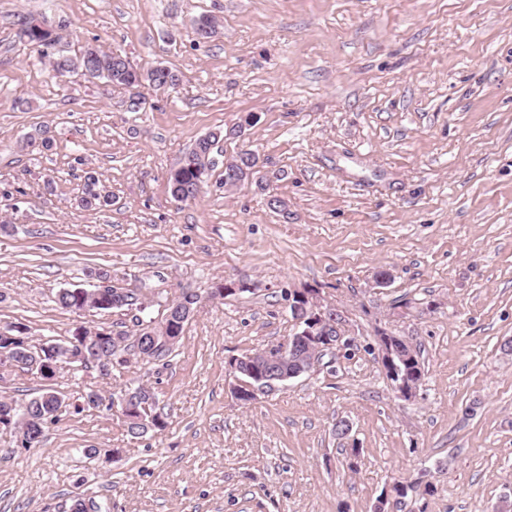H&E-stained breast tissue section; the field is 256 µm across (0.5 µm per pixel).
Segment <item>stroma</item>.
Returning a JSON list of instances; mask_svg holds the SVG:
<instances>
[{
	"instance_id": "35a3bbf8",
	"label": "stroma",
	"mask_w": 512,
	"mask_h": 512,
	"mask_svg": "<svg viewBox=\"0 0 512 512\" xmlns=\"http://www.w3.org/2000/svg\"><path fill=\"white\" fill-rule=\"evenodd\" d=\"M203 14L221 28L200 41ZM42 17L63 26L56 52L93 44L179 81L130 112L106 80L54 77L18 36ZM218 128L199 199L175 201L170 170ZM42 129L50 147L29 142ZM245 150L257 178L224 188ZM90 172L108 208L80 206ZM0 222V329L29 343L132 328L135 308L54 303L101 270L201 298L171 356L52 385L69 403L146 385L166 428L131 437L103 406L47 422L37 448L0 428V512H374L396 480L412 490L391 512L512 495V0H0ZM225 280L236 292L209 299ZM307 289L354 346L239 402L229 359L285 344ZM381 329L421 349L412 399L384 377Z\"/></svg>"
}]
</instances>
